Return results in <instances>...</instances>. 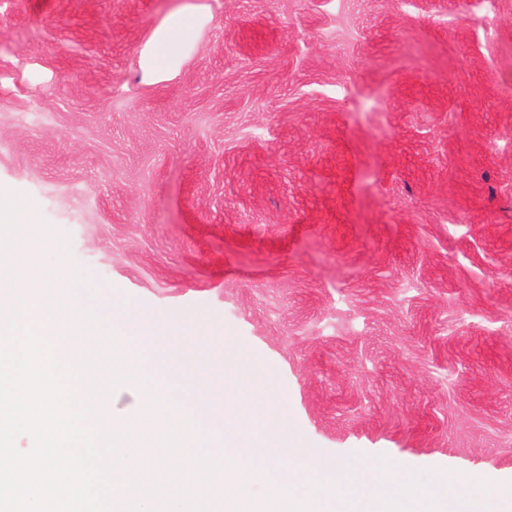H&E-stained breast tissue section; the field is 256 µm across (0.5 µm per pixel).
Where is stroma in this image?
Masks as SVG:
<instances>
[{"mask_svg": "<svg viewBox=\"0 0 512 512\" xmlns=\"http://www.w3.org/2000/svg\"><path fill=\"white\" fill-rule=\"evenodd\" d=\"M0 189L113 312L246 348L348 472L512 482V0H0ZM118 349L165 388L162 338ZM210 20L204 6L195 5L164 18L140 50L141 70L148 83L162 82L174 73L192 43V34Z\"/></svg>", "mask_w": 512, "mask_h": 512, "instance_id": "obj_1", "label": "stroma"}]
</instances>
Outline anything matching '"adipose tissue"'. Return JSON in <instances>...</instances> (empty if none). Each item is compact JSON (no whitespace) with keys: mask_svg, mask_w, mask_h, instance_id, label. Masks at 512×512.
Returning a JSON list of instances; mask_svg holds the SVG:
<instances>
[{"mask_svg":"<svg viewBox=\"0 0 512 512\" xmlns=\"http://www.w3.org/2000/svg\"><path fill=\"white\" fill-rule=\"evenodd\" d=\"M210 20L205 7L192 6L164 18L140 50L141 70L147 82H162L174 73L192 42V35Z\"/></svg>","mask_w":512,"mask_h":512,"instance_id":"1","label":"adipose tissue"}]
</instances>
